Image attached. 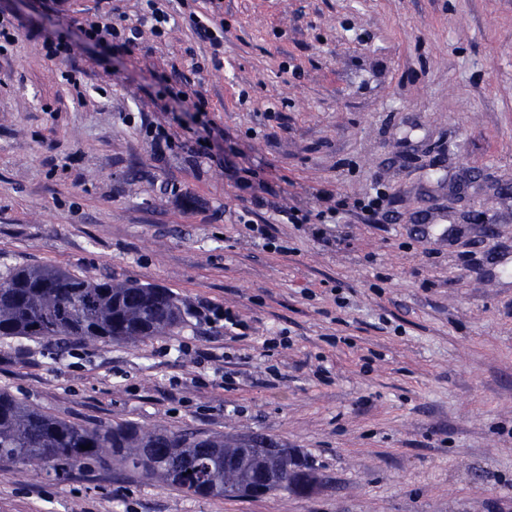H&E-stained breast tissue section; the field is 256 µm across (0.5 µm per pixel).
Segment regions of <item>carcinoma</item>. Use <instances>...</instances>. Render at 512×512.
<instances>
[{
  "label": "carcinoma",
  "instance_id": "carcinoma-1",
  "mask_svg": "<svg viewBox=\"0 0 512 512\" xmlns=\"http://www.w3.org/2000/svg\"><path fill=\"white\" fill-rule=\"evenodd\" d=\"M186 309L167 288L112 278L87 279L37 265L0 276V337H49L62 342L144 344L175 336ZM189 428H146L132 422L80 425L47 414L0 390V464L52 468L58 478L94 463L114 472L136 471L158 485L201 499L255 497L266 445ZM90 445L85 450L83 446ZM297 492L288 475L263 495Z\"/></svg>",
  "mask_w": 512,
  "mask_h": 512
}]
</instances>
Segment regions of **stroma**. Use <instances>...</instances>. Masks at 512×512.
Listing matches in <instances>:
<instances>
[{
	"instance_id": "35a3bbf8",
	"label": "stroma",
	"mask_w": 512,
	"mask_h": 512,
	"mask_svg": "<svg viewBox=\"0 0 512 512\" xmlns=\"http://www.w3.org/2000/svg\"><path fill=\"white\" fill-rule=\"evenodd\" d=\"M220 5L215 63L178 0L168 36L119 50L83 38L97 0H0L22 23L0 56V273L190 310L137 347L0 338V389L79 424L268 436L321 485L200 499L18 468L0 512H512V0ZM378 184L393 220L349 216L335 246L275 220Z\"/></svg>"
}]
</instances>
